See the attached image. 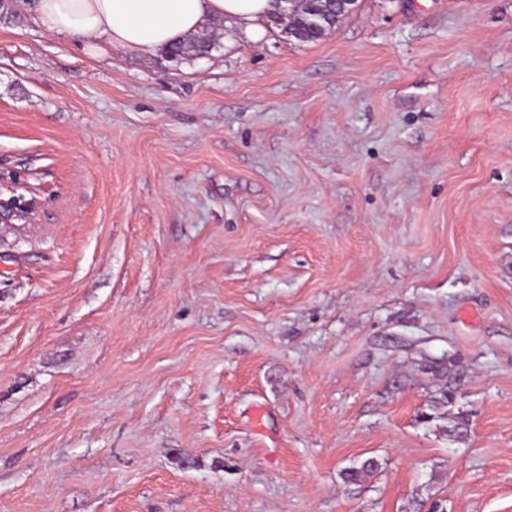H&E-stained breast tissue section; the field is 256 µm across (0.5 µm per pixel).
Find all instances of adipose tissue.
I'll list each match as a JSON object with an SVG mask.
<instances>
[{"label":"adipose tissue","mask_w":512,"mask_h":512,"mask_svg":"<svg viewBox=\"0 0 512 512\" xmlns=\"http://www.w3.org/2000/svg\"><path fill=\"white\" fill-rule=\"evenodd\" d=\"M274 0H37L34 19L53 36L79 35L93 49L143 58L209 31L219 19L256 38Z\"/></svg>","instance_id":"1"}]
</instances>
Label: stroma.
Masks as SVG:
<instances>
[{"label":"stroma","mask_w":512,"mask_h":512,"mask_svg":"<svg viewBox=\"0 0 512 512\" xmlns=\"http://www.w3.org/2000/svg\"><path fill=\"white\" fill-rule=\"evenodd\" d=\"M84 44L0 24V512H512V0ZM300 1L299 10L295 14V24L299 27L296 38L302 41H315L323 37L327 31H330L336 24L327 26L322 30L318 23V14L320 13L321 3L318 1ZM36 208L37 201L34 198L25 200L21 196H12L7 199L0 197V223L10 224L13 220L29 219ZM427 374H431L443 380L440 395L442 402L448 406V437L460 439L467 435L469 428V414L457 410L456 413L449 411V408L455 405L457 394L464 384V373L459 369L457 362L448 360L447 364L432 362L423 368Z\"/></svg>","instance_id":"obj_1"}]
</instances>
